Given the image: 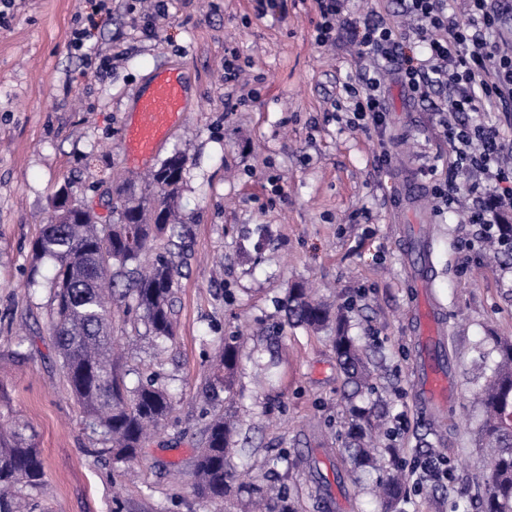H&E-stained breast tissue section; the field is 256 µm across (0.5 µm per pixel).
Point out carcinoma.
Instances as JSON below:
<instances>
[{"instance_id":"carcinoma-1","label":"carcinoma","mask_w":512,"mask_h":512,"mask_svg":"<svg viewBox=\"0 0 512 512\" xmlns=\"http://www.w3.org/2000/svg\"><path fill=\"white\" fill-rule=\"evenodd\" d=\"M187 164L185 154L174 151L154 171L143 196L130 194L121 206L117 224L84 222L47 224L33 243L36 258L55 262L52 282L53 314L50 321L59 356L71 391L84 410L86 423L100 433L115 464L135 463L147 433L171 414L173 399L153 379L132 388L126 382L122 360L112 357V293L125 288L160 345L173 339L172 307L177 268L159 255L147 270L143 257L162 236H185V228L173 223L174 204L181 192ZM290 319L298 325L321 328L335 321L333 346L349 392L346 446L348 472L380 469L371 448L378 429L377 404L366 401L376 389L366 347L350 335L347 316L336 315L309 297L303 288H290L286 297ZM499 361L493 377L478 397L483 418L478 444L491 452L487 473L475 483V512H512V339L496 340ZM245 357L243 348L230 338L218 357L217 373L206 382V402L218 400L219 392L232 388L234 376ZM205 441L195 458L193 491L206 500H222L242 493L264 497V489L235 486L231 463L235 430L222 413H211ZM389 470L378 484L380 512H398L404 499V481L393 449L386 448ZM45 465L34 435L16 426L0 434V512H22L18 487L36 489L43 483Z\"/></svg>"}]
</instances>
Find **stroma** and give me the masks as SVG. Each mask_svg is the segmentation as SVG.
Returning <instances> with one entry per match:
<instances>
[{
    "label": "stroma",
    "mask_w": 512,
    "mask_h": 512,
    "mask_svg": "<svg viewBox=\"0 0 512 512\" xmlns=\"http://www.w3.org/2000/svg\"><path fill=\"white\" fill-rule=\"evenodd\" d=\"M89 42L84 0H14L0 14V412L27 424L45 461L30 503L50 512H239L235 498L192 491L205 438L201 388L225 338L241 336L243 360L222 410L238 427L233 464L244 486L277 481L280 512H325L319 491L347 467L344 375L328 332L293 327L283 300L295 284L347 306L353 335L376 350L386 420L403 415L394 442L403 457H447L454 480L405 502L404 512H474L464 487L486 469L477 444L476 394L512 338V260L493 254L472 204L436 207L427 170L448 144L428 105L387 77V134L347 126L332 108L336 84L355 70L348 34L318 45L314 0H288V13L262 15L256 0H165L154 35L142 31L151 0H107ZM237 56L239 76L224 79ZM193 97L157 156L130 161L123 133L143 84L164 69ZM182 151L179 217L190 234L173 251L175 336L157 346L127 300L113 306V336L125 366L156 375L173 394L165 428L133 469L113 467L87 428L49 333L54 275L32 243L60 190L120 218L117 192L144 189L162 158ZM388 151L391 164L380 167ZM418 181L414 224L431 247L432 298L443 315L455 394L445 412L418 408L415 347L408 332L413 274L391 207Z\"/></svg>",
    "instance_id": "stroma-1"
}]
</instances>
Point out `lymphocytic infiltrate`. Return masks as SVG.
I'll list each match as a JSON object with an SVG mask.
<instances>
[{"label":"lymphocytic infiltrate","mask_w":512,"mask_h":512,"mask_svg":"<svg viewBox=\"0 0 512 512\" xmlns=\"http://www.w3.org/2000/svg\"><path fill=\"white\" fill-rule=\"evenodd\" d=\"M321 18L316 42L335 40L348 29L359 54L370 66H357L355 75L339 85L335 106L348 113V122L362 129L386 130V74H393L415 102L428 101L434 91L443 97L433 110L455 160L452 178L437 181L431 194L441 205L455 202L456 175L479 172L483 180L467 186L473 198L469 221L481 225L484 237L503 238L497 212L512 208V177L501 166L504 143L490 126L467 121L477 104L512 110V54L491 40L502 16L512 14V0H469L468 13L457 19L448 13V0H402L404 12L416 18L415 36L424 42L423 55L406 44V33L370 13L353 18L343 0H316Z\"/></svg>","instance_id":"f902f5d3"}]
</instances>
